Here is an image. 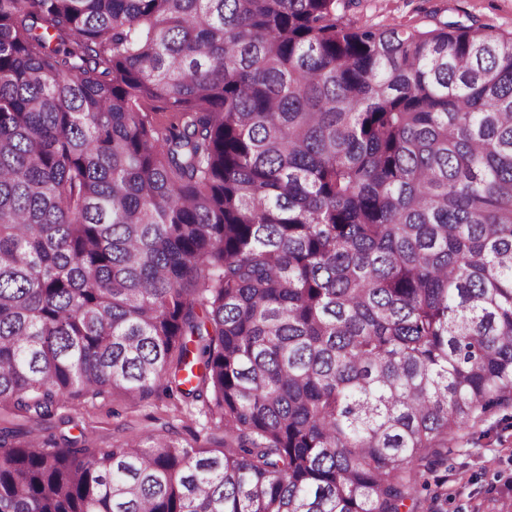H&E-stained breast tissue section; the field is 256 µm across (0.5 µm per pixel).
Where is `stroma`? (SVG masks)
<instances>
[{"instance_id":"stroma-1","label":"stroma","mask_w":512,"mask_h":512,"mask_svg":"<svg viewBox=\"0 0 512 512\" xmlns=\"http://www.w3.org/2000/svg\"><path fill=\"white\" fill-rule=\"evenodd\" d=\"M347 17L358 27L426 30L457 21L512 36V0H353ZM148 432L199 446L206 444L210 428L204 415L176 409L160 392L144 400L118 391L94 401L68 397L41 417L0 404V434L16 441L34 433L66 435L108 448ZM436 475L448 487L441 512H512V408L492 410L482 422L460 430L449 440L448 460Z\"/></svg>"}]
</instances>
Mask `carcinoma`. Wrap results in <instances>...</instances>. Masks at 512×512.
<instances>
[{"label":"carcinoma","instance_id":"obj_1","mask_svg":"<svg viewBox=\"0 0 512 512\" xmlns=\"http://www.w3.org/2000/svg\"><path fill=\"white\" fill-rule=\"evenodd\" d=\"M350 5L0 0V403L224 430L0 435V512H400L512 407V37ZM178 402L176 409L174 404ZM183 402L169 399L161 391L144 400L131 399L121 392H110L92 402L88 397L63 399L51 412L37 417L12 404H0V434L23 441L35 433L42 439L61 435L85 439L92 448H110L147 432L170 435L194 446L218 447L224 434L213 431L196 408L186 411ZM215 440L207 441L210 433Z\"/></svg>","mask_w":512,"mask_h":512}]
</instances>
